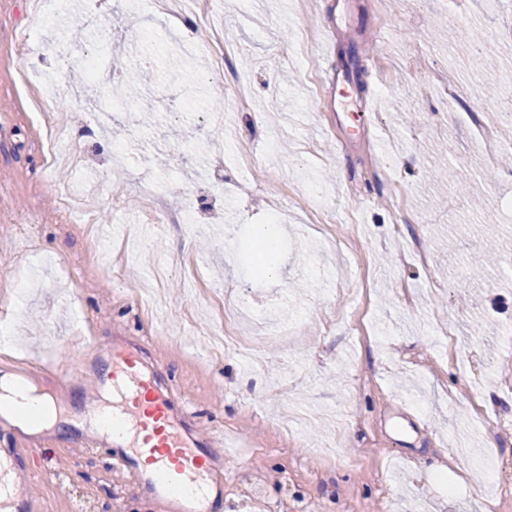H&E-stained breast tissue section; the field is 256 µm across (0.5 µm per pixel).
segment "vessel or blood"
Wrapping results in <instances>:
<instances>
[{
    "instance_id": "obj_1",
    "label": "vessel or blood",
    "mask_w": 512,
    "mask_h": 512,
    "mask_svg": "<svg viewBox=\"0 0 512 512\" xmlns=\"http://www.w3.org/2000/svg\"><path fill=\"white\" fill-rule=\"evenodd\" d=\"M102 361L112 381V414L123 429L98 437L97 446L109 449L111 458L135 475L139 491L168 500L171 512H214L222 481L206 450L223 447V432L199 437L184 430L168 397L140 375L129 351L112 349ZM5 460L0 453V512H30L26 487ZM187 483L195 486L194 494L176 493V486Z\"/></svg>"
}]
</instances>
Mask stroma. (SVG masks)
Listing matches in <instances>:
<instances>
[{
    "label": "stroma",
    "instance_id": "35a3bbf8",
    "mask_svg": "<svg viewBox=\"0 0 512 512\" xmlns=\"http://www.w3.org/2000/svg\"><path fill=\"white\" fill-rule=\"evenodd\" d=\"M209 21L184 0H61L46 23L30 0H0V373L24 371L63 417L106 402L99 349L133 348L173 391L187 424L224 429L213 449L232 494L253 471L265 500L315 501L322 512H512V164L484 166L464 116L480 101L474 29L512 60V0H212ZM214 30L235 48L223 63L189 54ZM103 75L113 57H155L142 102L78 85L69 66L74 22ZM336 28L354 123L333 88L310 95L305 56ZM56 80L43 86L45 72ZM456 88L444 99L440 87ZM153 106L155 122L138 115ZM122 146L129 162L99 192L74 195V159ZM472 163L484 210L453 185L434 190L431 146ZM222 172L229 196L202 198L197 224L145 222L140 184L172 199ZM252 194H236L238 181ZM124 202L112 209L113 196ZM288 211L279 268L264 279L248 258L267 199ZM491 225L498 262L467 282L475 227ZM428 246L421 265L413 244ZM21 466L40 452L31 512H170L139 493L107 454L69 429L16 434ZM456 463L435 471L450 449Z\"/></svg>",
    "mask_w": 512,
    "mask_h": 512
}]
</instances>
